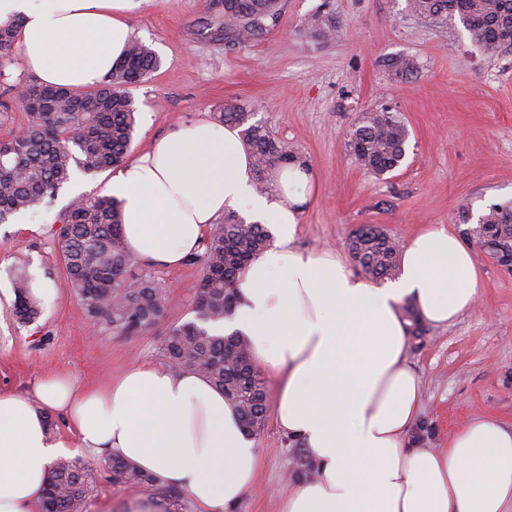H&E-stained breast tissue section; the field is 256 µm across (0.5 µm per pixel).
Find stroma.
Masks as SVG:
<instances>
[{"instance_id": "1", "label": "stroma", "mask_w": 512, "mask_h": 512, "mask_svg": "<svg viewBox=\"0 0 512 512\" xmlns=\"http://www.w3.org/2000/svg\"><path fill=\"white\" fill-rule=\"evenodd\" d=\"M325 0H282L279 24L260 41L233 46L199 35L205 0H137L135 37L155 51L160 68L132 87L137 125L130 154L178 123L215 118L233 101L315 176L294 246L302 252H347L352 231L380 226L399 243L431 224L454 233L475 224L489 205L512 199V47L488 56L459 21L446 28L410 16L406 0H326L342 37L321 43L302 34ZM390 55L413 57L418 69L397 76ZM387 106L409 130L407 156L391 174L375 177L356 163L349 131L362 112ZM72 195L30 210L26 225L0 224V295L13 273H30L60 286L59 215ZM474 307L444 326L426 325L410 338L407 361L424 389L423 418L435 429L433 447L475 416L512 427V273L483 250ZM137 275L158 279L169 296L165 318L145 333L119 334L89 319L74 293L61 290L38 320L18 324L12 305L0 306V388L31 394L42 376L65 371L85 384L130 365L162 361L167 330L194 318L197 264L175 268L133 260ZM255 441L262 461L254 486L234 512H279L280 495L300 448L267 420ZM96 483L84 512H137L150 489L116 484L108 459L88 457Z\"/></svg>"}]
</instances>
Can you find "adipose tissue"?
Wrapping results in <instances>:
<instances>
[{
    "label": "adipose tissue",
    "mask_w": 512,
    "mask_h": 512,
    "mask_svg": "<svg viewBox=\"0 0 512 512\" xmlns=\"http://www.w3.org/2000/svg\"><path fill=\"white\" fill-rule=\"evenodd\" d=\"M134 0H0V23L21 19L13 49L40 84H100L134 39ZM239 131L200 117L156 138L113 170L130 255L166 267L200 249L231 210L267 225L275 241L238 273V304L215 333L246 336L276 386L274 417L315 466L292 479L280 512H512V429L493 417L454 430L444 448L412 442L424 392L406 362L412 306L444 326L469 311L481 272L471 248L441 225L403 247L394 278L375 282L332 250L293 242L313 174L277 167L274 195L258 192ZM68 435L52 434L49 415ZM84 452L118 455L179 488L198 512H233L261 451L234 405L204 376L142 362L104 383L65 372L34 398L0 390V512H38L51 466Z\"/></svg>",
    "instance_id": "obj_1"
}]
</instances>
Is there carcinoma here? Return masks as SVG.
<instances>
[{"label": "carcinoma", "instance_id": "carcinoma-1", "mask_svg": "<svg viewBox=\"0 0 512 512\" xmlns=\"http://www.w3.org/2000/svg\"><path fill=\"white\" fill-rule=\"evenodd\" d=\"M282 0H207L202 29L224 37L227 43L260 40L278 23ZM413 16L441 27L458 19L473 43L494 54L512 46V0H407ZM18 23L0 24V69L10 58ZM313 39H335L340 30L330 16L304 29ZM387 70L410 75L416 61L404 55L384 60ZM160 66L147 45L135 40L124 59L100 87L91 92L67 91L24 83L25 92L7 91L12 100L0 101V121L17 106L25 112L21 134L0 141V224L39 204L52 202L76 171L96 176L123 164L135 132L136 108L129 88ZM222 120L241 128L250 150L257 189L266 190L265 173L280 164L297 161L270 135L266 126L250 122V113L227 104ZM408 131L398 115L386 107L363 113L351 129L349 147L359 165L381 176L399 167L405 158ZM58 245L64 262V286L83 305L89 320L104 322L120 333L147 332L164 317L167 296L151 276H127L131 258L121 234L120 202L111 196L79 195L60 214ZM272 239L263 224H248L229 213L203 240V250L187 258L202 266L195 288V317L170 327L162 353L168 365L191 369L209 379L235 405L249 435L260 434L270 406L265 380L252 360L250 347L240 335H215L208 325L232 313L235 281L248 261ZM474 241L492 259L512 252V201L493 204L469 229ZM350 250L363 272L374 280L393 278L399 269V243L376 225L364 224L350 239ZM34 275L23 270L13 281L14 316L29 324L41 312L31 297ZM434 428L422 420L413 432L414 443L426 445ZM112 481L149 488L165 512H180L182 492L159 485L129 464L111 459ZM94 473L79 459H61L49 476L42 512H84Z\"/></svg>", "mask_w": 512, "mask_h": 512}]
</instances>
